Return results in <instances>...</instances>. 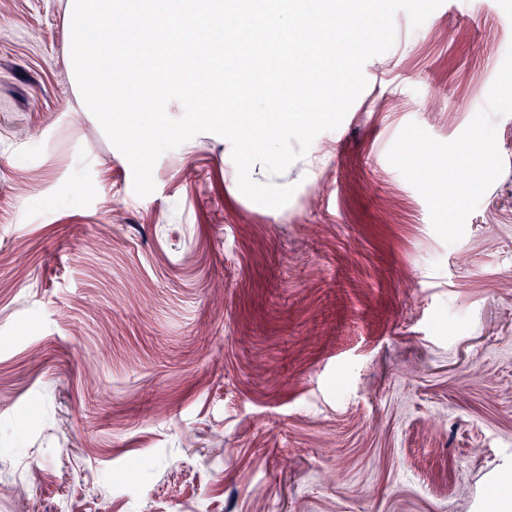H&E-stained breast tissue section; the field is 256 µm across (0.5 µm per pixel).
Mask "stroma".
I'll return each mask as SVG.
<instances>
[{"label":"stroma","instance_id":"obj_1","mask_svg":"<svg viewBox=\"0 0 512 512\" xmlns=\"http://www.w3.org/2000/svg\"><path fill=\"white\" fill-rule=\"evenodd\" d=\"M64 2L0 0V512H482L512 472V0L398 13L278 210L210 133L137 196Z\"/></svg>","mask_w":512,"mask_h":512}]
</instances>
